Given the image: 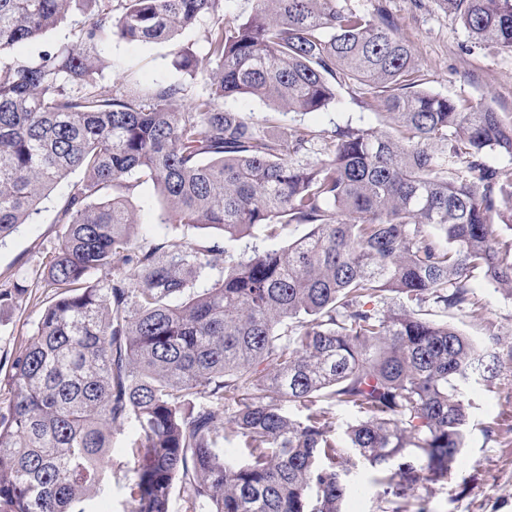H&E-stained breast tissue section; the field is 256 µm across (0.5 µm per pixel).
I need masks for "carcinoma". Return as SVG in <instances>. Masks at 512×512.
I'll return each instance as SVG.
<instances>
[{"label":"carcinoma","mask_w":512,"mask_h":512,"mask_svg":"<svg viewBox=\"0 0 512 512\" xmlns=\"http://www.w3.org/2000/svg\"><path fill=\"white\" fill-rule=\"evenodd\" d=\"M477 40L512 50V0H439ZM70 44L7 57L71 13ZM203 17L208 89H97L98 44L171 38ZM369 88L381 127L320 138L280 117ZM275 111L262 131L226 98ZM512 121L425 88L410 43L386 15L336 0H254L245 21L223 0H0V240L29 224L70 173L61 242L43 271L49 304L7 379L0 412V512H90L112 433L135 422L123 512H342L358 458L392 496L448 480L465 444L466 391L512 368L428 318L478 311L482 272L512 297ZM150 183L173 224L224 240L309 226L237 259L213 245L134 242V210L108 190ZM103 278L93 279L97 273ZM209 281L200 290L197 284ZM207 394V401L196 402ZM308 410L288 416L285 404ZM354 409L341 424L332 406ZM250 448L224 461L226 409Z\"/></svg>","instance_id":"obj_1"}]
</instances>
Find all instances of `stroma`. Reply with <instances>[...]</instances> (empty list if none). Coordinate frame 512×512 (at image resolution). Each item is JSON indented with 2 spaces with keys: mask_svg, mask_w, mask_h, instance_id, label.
Here are the masks:
<instances>
[{
  "mask_svg": "<svg viewBox=\"0 0 512 512\" xmlns=\"http://www.w3.org/2000/svg\"><path fill=\"white\" fill-rule=\"evenodd\" d=\"M338 6L369 14L384 11L410 42L427 73L430 91L470 105H491L495 111L512 115V51L475 40L438 0H337ZM209 18H201L170 41L127 42L110 38L99 47L105 67L98 78V90L112 94L126 77L140 85L188 82L190 94L206 89L205 75L211 68L206 57ZM190 51L199 61L195 78L177 70L173 62L182 51ZM366 86L350 84L338 89L335 101L325 110L283 117L285 127L303 125L317 135L336 127H376L380 118L364 101ZM72 173L41 205L35 221L21 225L0 242V284L19 280L24 293L13 296L0 307V365L8 366L35 331L46 306L47 295L37 282L48 253L63 232L54 221V207L67 193ZM135 210L134 239L143 247L157 246L171 239L198 245L226 244L232 257L251 254L254 248H280L307 233L302 224L288 225L274 238L250 236L225 241L222 235L189 224H173L166 207L152 185L142 184L125 192ZM472 291L481 308L477 316L449 313L448 321L466 335L481 341L500 336V353L512 350V298L492 288L482 273L471 278ZM472 402L470 423L461 461L447 482L407 493V512H512V371L502 370L489 380H478L469 388ZM136 427L126 424L112 436V470L105 473L104 493L94 497L100 512H122L126 497L123 470L125 448ZM379 469L357 464L350 475L352 487L343 512H384L388 506L384 479Z\"/></svg>",
  "mask_w": 512,
  "mask_h": 512,
  "instance_id": "35a3bbf8",
  "label": "stroma"
}]
</instances>
